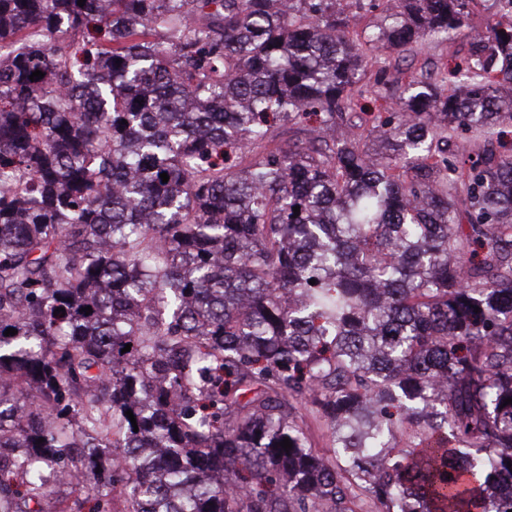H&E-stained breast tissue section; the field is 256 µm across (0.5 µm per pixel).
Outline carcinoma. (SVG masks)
<instances>
[{"label":"carcinoma","mask_w":512,"mask_h":512,"mask_svg":"<svg viewBox=\"0 0 512 512\" xmlns=\"http://www.w3.org/2000/svg\"><path fill=\"white\" fill-rule=\"evenodd\" d=\"M77 2L0 0V512H512L503 0L370 145L475 0ZM469 29H465L454 40L441 42L433 39H425L422 42L414 44L409 48L404 56V60L395 66L392 59L390 67L392 80L393 99L387 100L388 106L394 107L393 102L402 91L401 87L413 75H419L422 72H432L438 69L453 67L455 57L468 53L469 38L467 34Z\"/></svg>","instance_id":"1"}]
</instances>
